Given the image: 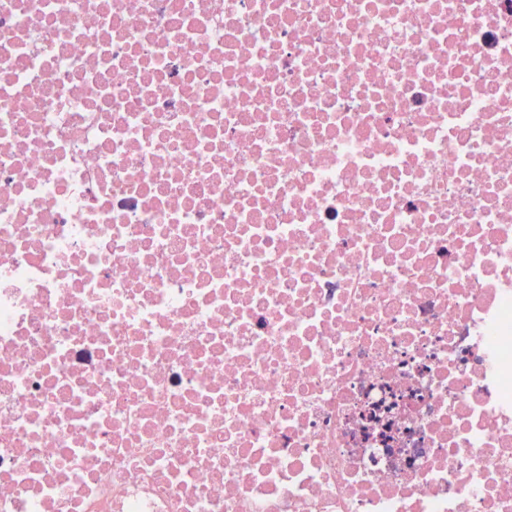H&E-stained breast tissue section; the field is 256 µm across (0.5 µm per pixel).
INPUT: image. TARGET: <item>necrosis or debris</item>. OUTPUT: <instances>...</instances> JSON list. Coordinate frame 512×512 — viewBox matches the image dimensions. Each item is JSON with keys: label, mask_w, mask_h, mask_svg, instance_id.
I'll return each mask as SVG.
<instances>
[{"label": "necrosis or debris", "mask_w": 512, "mask_h": 512, "mask_svg": "<svg viewBox=\"0 0 512 512\" xmlns=\"http://www.w3.org/2000/svg\"><path fill=\"white\" fill-rule=\"evenodd\" d=\"M0 512H512V0H0Z\"/></svg>", "instance_id": "necrosis-or-debris-1"}]
</instances>
